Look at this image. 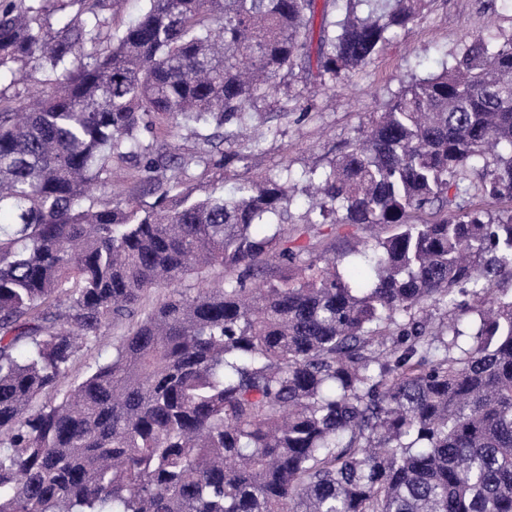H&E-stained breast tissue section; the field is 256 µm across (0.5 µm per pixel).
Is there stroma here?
<instances>
[{"label": "stroma", "instance_id": "obj_1", "mask_svg": "<svg viewBox=\"0 0 512 512\" xmlns=\"http://www.w3.org/2000/svg\"><path fill=\"white\" fill-rule=\"evenodd\" d=\"M490 18L495 32H511L512 0H433L409 31L398 32L363 67L325 80L298 66L282 71L275 91L255 104L268 127L264 137L246 135L225 145L223 167H191L178 176V189L228 191L242 179L273 176L286 166L299 179L290 219L302 222L319 211L304 171L329 168L361 125L404 85L453 64L465 41L484 34Z\"/></svg>", "mask_w": 512, "mask_h": 512}]
</instances>
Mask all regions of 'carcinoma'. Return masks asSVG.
Listing matches in <instances>:
<instances>
[{
  "label": "carcinoma",
  "mask_w": 512,
  "mask_h": 512,
  "mask_svg": "<svg viewBox=\"0 0 512 512\" xmlns=\"http://www.w3.org/2000/svg\"><path fill=\"white\" fill-rule=\"evenodd\" d=\"M116 2L0 0V78L45 86L0 110V512H512V209L472 202H512V34L306 171L320 219L298 226L288 170L233 197L92 189L211 163L283 70L363 66L430 0H145L114 32ZM327 222L385 229L358 276ZM133 175H137L136 170L130 164L116 165L112 170V182L116 185V190H125L128 195L134 194L140 197V199L147 203H153L156 196L161 193L162 190L157 194H149L144 192L143 187L139 181ZM115 337L116 333H113L111 330L106 336L101 337L96 347L86 351L84 355L74 364L68 379V384L66 385L80 381L85 375L87 367L94 362L99 353L111 354L112 343Z\"/></svg>",
  "instance_id": "1"
}]
</instances>
